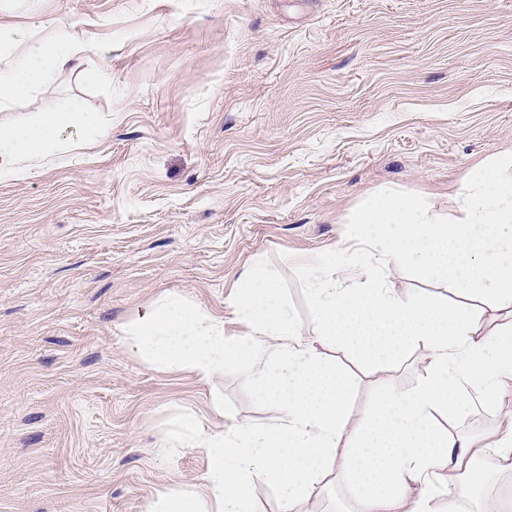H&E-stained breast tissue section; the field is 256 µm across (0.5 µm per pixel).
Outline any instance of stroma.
Masks as SVG:
<instances>
[{"label":"stroma","mask_w":512,"mask_h":512,"mask_svg":"<svg viewBox=\"0 0 512 512\" xmlns=\"http://www.w3.org/2000/svg\"><path fill=\"white\" fill-rule=\"evenodd\" d=\"M68 25L99 47L100 83L65 71L0 108V130L80 104L110 122L59 161L0 179V512H147L205 483L204 449L163 448L177 416L268 426L246 360L202 382L131 351L125 328L176 293L230 316L240 273L263 262L304 331L292 257L362 249L357 214L380 189L444 210L487 155L512 150V0H0V35ZM398 294L446 282L369 256ZM321 353L353 373L350 412L407 394L430 352L375 362L342 339ZM224 396V415L209 407ZM512 418L475 406L458 430L485 499L512 512V472L487 455Z\"/></svg>","instance_id":"obj_1"}]
</instances>
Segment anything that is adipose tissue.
<instances>
[{
  "mask_svg": "<svg viewBox=\"0 0 512 512\" xmlns=\"http://www.w3.org/2000/svg\"><path fill=\"white\" fill-rule=\"evenodd\" d=\"M91 44L75 43L65 27L52 41L29 39L0 65V106L79 70ZM70 130L100 132L79 106L45 112L0 131V176L23 179L35 164L62 158ZM360 236L396 267H422L448 282L453 301L407 298L369 264L328 252L299 258L309 274L313 331L301 330L274 278L258 264L246 269L230 297L231 323L171 294L127 325L131 350L160 370L185 371L201 381L223 375L229 362L250 361L248 379L276 413L266 427L202 428L181 412L170 448H203L208 471L202 491H168L149 512H248L254 482L271 488L280 512L339 483L359 512H457L473 483L457 474L473 444L451 430L475 402L496 405L512 384V152L475 166L442 211L384 189L359 214ZM503 323L486 327V312ZM342 338L374 361L409 346L430 351L425 382L403 394L386 389L372 415L350 426L346 374L327 365L318 346ZM274 347H266V340ZM448 503L437 510L438 484Z\"/></svg>",
  "mask_w": 512,
  "mask_h": 512,
  "instance_id": "ef3b65f1",
  "label": "adipose tissue"
}]
</instances>
